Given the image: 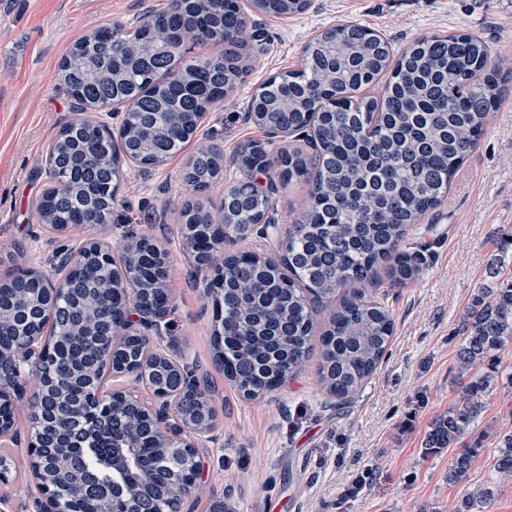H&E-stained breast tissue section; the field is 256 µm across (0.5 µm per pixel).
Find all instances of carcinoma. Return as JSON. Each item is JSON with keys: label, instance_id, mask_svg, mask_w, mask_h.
I'll list each match as a JSON object with an SVG mask.
<instances>
[{"label": "carcinoma", "instance_id": "obj_1", "mask_svg": "<svg viewBox=\"0 0 512 512\" xmlns=\"http://www.w3.org/2000/svg\"><path fill=\"white\" fill-rule=\"evenodd\" d=\"M224 43V54L187 55L189 34ZM373 30L344 25L313 38L301 68L278 75L279 87L264 102L276 112V125L306 146L270 149L249 141L235 156L240 179L226 189L244 202L235 213L227 240L243 238L270 206L253 181L264 169L283 186L308 185L299 217L288 232L287 272L268 269L256 256L234 262L236 279L261 281L250 298L224 308V344L232 352L224 374L247 399L261 397L268 379L304 366L313 328L314 305L330 302L351 288L336 306L322 336L321 383L327 393L346 399L363 388L383 358L393 335L386 307L363 288L379 287L378 267L387 265L389 285L419 279L424 267L416 254L400 251L410 227L449 201L450 185L483 134L500 99L498 74L505 62H492L487 43L471 33L424 37L391 61L388 42ZM256 62L247 18L225 0H174L168 10L139 21L126 33L110 27L76 39L63 59L58 80L77 111L135 113L129 135H112L102 122L81 118L65 126L48 150V163L66 172L36 204L40 224L112 223V163L129 155L145 164L180 153L195 137L201 118L220 106ZM223 154L207 148L191 155L184 180L197 193L223 175ZM184 223L209 224L203 202L185 204ZM146 257L122 272L138 282L152 275L154 245L143 234ZM117 267H97L76 280L73 296L90 305L106 299L105 286ZM157 318L171 310V294H151ZM42 300L23 303L0 290V346L12 344L16 329L35 335L64 332L41 317ZM512 343V282L474 297L456 360L469 381L457 402L438 416L426 435L425 450L455 448L482 413L483 398L512 373L500 374L497 353ZM82 348L61 344L46 363L35 354L4 359L17 378L49 368L60 378L77 379L74 399L86 397L91 381L81 374ZM474 451L463 449L448 472L456 483L468 472ZM79 472L99 483L138 480L156 472L161 484L177 482L180 472L161 466L146 445L124 455L114 451L112 434L94 438V452L77 457ZM494 468L512 477V433L498 443ZM74 496V512H110L96 493H83L75 478L59 483Z\"/></svg>", "mask_w": 512, "mask_h": 512}]
</instances>
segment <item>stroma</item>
<instances>
[{"instance_id":"1","label":"stroma","mask_w":512,"mask_h":512,"mask_svg":"<svg viewBox=\"0 0 512 512\" xmlns=\"http://www.w3.org/2000/svg\"><path fill=\"white\" fill-rule=\"evenodd\" d=\"M239 4L262 50L244 81L206 113L193 140L166 165L126 166L111 223L54 233L38 224L35 202L50 183L48 149L77 117L57 79L59 63L81 34L101 25L132 29L171 0H0V275L17 265L53 273L57 253L89 239L115 248L145 233L165 249L172 309L159 323L158 343L193 371L218 413L199 449L202 476L181 512H207L219 495L234 512H459L467 491L480 486L494 496L474 512H512V477L493 467L499 433L512 430V384L485 396L478 422L462 439L460 448L475 456L461 482L448 481L459 448L424 450L432 421L456 403L466 382L455 350L474 294L512 279L510 262L495 275L488 269L498 237L512 233V0H312L308 11L288 16L258 11L252 0ZM339 24L367 26L397 53L418 38L476 34L510 67L500 83L503 100L454 179L449 202L413 225L401 246L423 253L422 277L375 292L395 327L364 388L344 404L322 388L321 336L330 315L323 308L303 369L251 400L224 375L215 307L180 234V210L195 197L183 171L196 149L223 150V179L204 199L212 222L221 223L224 190L239 178L238 148L269 139L248 117L251 97L269 78L299 69L303 46ZM258 181L276 206L278 236L259 243L250 235L223 249L256 248L276 260L307 187H285L263 174ZM8 453L24 489L0 483V505L38 512L24 445Z\"/></svg>"}]
</instances>
